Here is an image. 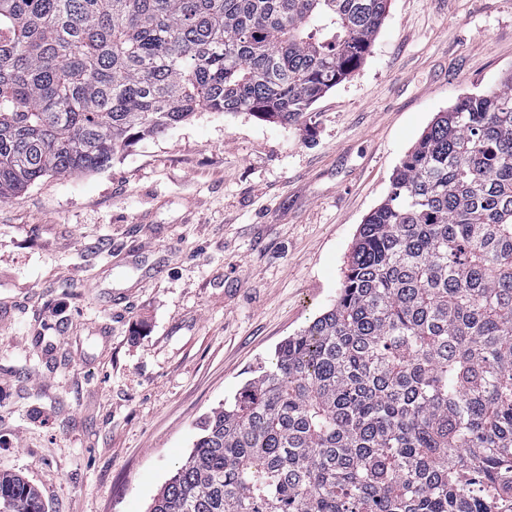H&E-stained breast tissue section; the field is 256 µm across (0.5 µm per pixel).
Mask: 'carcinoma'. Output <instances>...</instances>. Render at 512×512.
Listing matches in <instances>:
<instances>
[{"instance_id": "carcinoma-1", "label": "carcinoma", "mask_w": 512, "mask_h": 512, "mask_svg": "<svg viewBox=\"0 0 512 512\" xmlns=\"http://www.w3.org/2000/svg\"><path fill=\"white\" fill-rule=\"evenodd\" d=\"M389 0H0V202L201 112L307 127ZM148 512H512V72L359 225L328 310L211 409ZM0 512H45L0 470Z\"/></svg>"}]
</instances>
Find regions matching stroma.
I'll return each instance as SVG.
<instances>
[{
  "mask_svg": "<svg viewBox=\"0 0 512 512\" xmlns=\"http://www.w3.org/2000/svg\"><path fill=\"white\" fill-rule=\"evenodd\" d=\"M509 71L512 0H390L309 129L202 112L0 202V469L47 512H147L203 415L334 302L436 115Z\"/></svg>",
  "mask_w": 512,
  "mask_h": 512,
  "instance_id": "obj_1",
  "label": "stroma"
}]
</instances>
